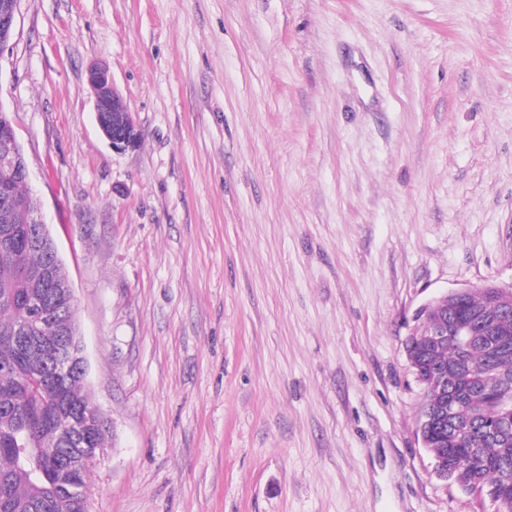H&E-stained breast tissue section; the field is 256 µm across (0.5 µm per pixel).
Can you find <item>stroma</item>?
<instances>
[{
  "label": "stroma",
  "mask_w": 512,
  "mask_h": 512,
  "mask_svg": "<svg viewBox=\"0 0 512 512\" xmlns=\"http://www.w3.org/2000/svg\"><path fill=\"white\" fill-rule=\"evenodd\" d=\"M0 103L114 424L86 512H493L405 343L512 284V0H20ZM87 82L94 98L95 117L103 136L112 149H134L139 144L140 132L119 94L112 74L104 66L88 69ZM112 112V125L102 113ZM451 409L446 402V399H442L437 402H425V404L420 408L419 411V435L421 438V442L423 447H428V438L426 436L427 428H431L434 425H446L454 430L456 434L462 436L463 431L460 426L456 423H453L451 419Z\"/></svg>",
  "instance_id": "1"
}]
</instances>
